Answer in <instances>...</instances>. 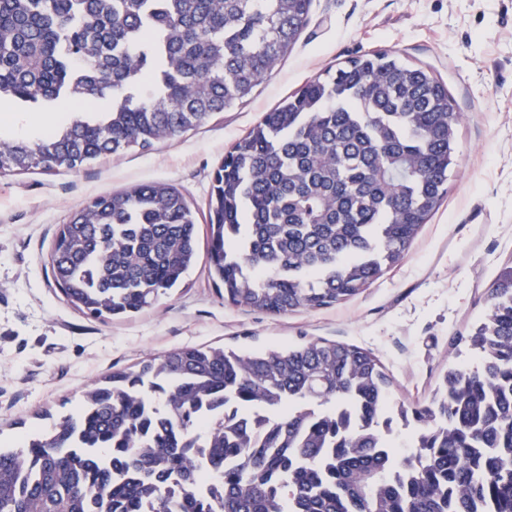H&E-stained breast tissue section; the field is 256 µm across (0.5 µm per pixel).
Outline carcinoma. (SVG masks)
<instances>
[{"label": "carcinoma", "mask_w": 512, "mask_h": 512, "mask_svg": "<svg viewBox=\"0 0 512 512\" xmlns=\"http://www.w3.org/2000/svg\"><path fill=\"white\" fill-rule=\"evenodd\" d=\"M311 0H0V110L71 114L0 141V176L71 171L197 128L271 76ZM108 108L96 119L81 109ZM461 115L448 87L387 52L306 83L214 170L207 264L224 301L269 315L364 292L448 193ZM166 183L86 201L48 264L102 321L141 314L197 255ZM432 396L395 402L370 350L314 339L183 346L114 371L75 413L0 444V512H512V262ZM408 429L414 452L390 442ZM16 107H18V109L12 112H20L21 114L25 115L29 120L30 126H40L45 123H50L54 128L58 124L60 126L65 123L70 116V114L66 113L64 117L56 118L55 115H57L59 112H56L52 109H39L34 107H27L25 105H18Z\"/></svg>", "instance_id": "carcinoma-1"}]
</instances>
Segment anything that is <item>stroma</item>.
Here are the masks:
<instances>
[{"label":"stroma","mask_w":512,"mask_h":512,"mask_svg":"<svg viewBox=\"0 0 512 512\" xmlns=\"http://www.w3.org/2000/svg\"><path fill=\"white\" fill-rule=\"evenodd\" d=\"M369 51L429 70L463 116L447 196L404 260L371 288L338 306L276 317L225 303L201 256L180 288L129 320L104 322L64 300L48 253L88 197L163 182L205 218L214 169L263 113ZM511 258L512 0H312L298 42L243 104L143 153L0 176V437L46 426L43 411L75 412L90 381L184 345L355 344L385 365L393 400H425Z\"/></svg>","instance_id":"1"}]
</instances>
